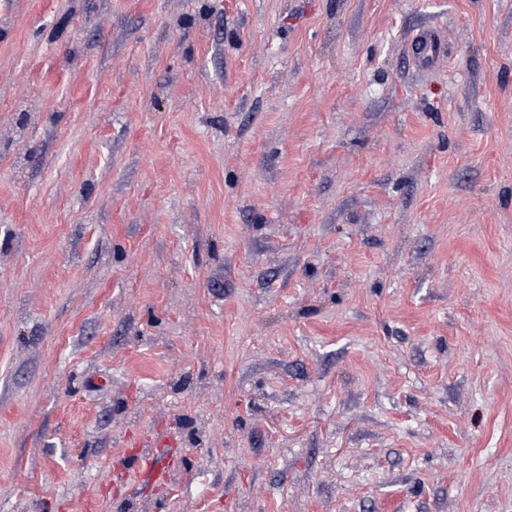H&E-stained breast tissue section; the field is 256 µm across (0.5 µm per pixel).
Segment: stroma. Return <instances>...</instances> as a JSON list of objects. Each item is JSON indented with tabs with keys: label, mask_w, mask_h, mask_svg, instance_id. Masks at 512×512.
Masks as SVG:
<instances>
[{
	"label": "stroma",
	"mask_w": 512,
	"mask_h": 512,
	"mask_svg": "<svg viewBox=\"0 0 512 512\" xmlns=\"http://www.w3.org/2000/svg\"><path fill=\"white\" fill-rule=\"evenodd\" d=\"M0 512H512V0H0ZM441 53V43L431 33H423L417 37L414 50L416 63L423 64L436 60ZM172 460V454L167 453L163 464L154 463L153 461H143L141 456H137L132 460L133 479L138 483L141 479L145 478L150 484H161L167 481L168 474L166 465Z\"/></svg>",
	"instance_id": "1"
}]
</instances>
